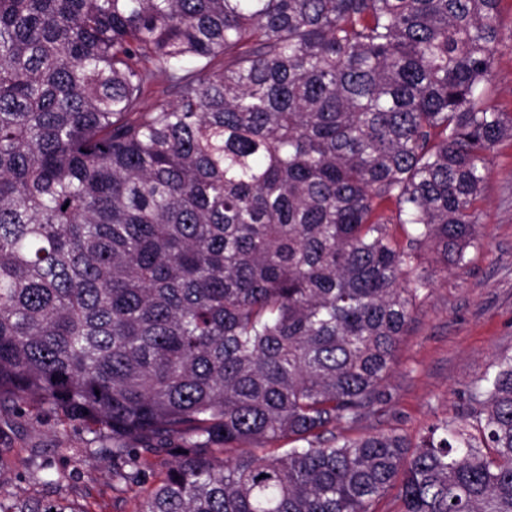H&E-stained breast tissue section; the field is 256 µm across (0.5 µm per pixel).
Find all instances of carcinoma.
Wrapping results in <instances>:
<instances>
[{
  "instance_id": "obj_1",
  "label": "carcinoma",
  "mask_w": 512,
  "mask_h": 512,
  "mask_svg": "<svg viewBox=\"0 0 512 512\" xmlns=\"http://www.w3.org/2000/svg\"><path fill=\"white\" fill-rule=\"evenodd\" d=\"M500 2L0 0V400L180 441L112 449L134 512H512V355L414 445L324 438L477 239Z\"/></svg>"
}]
</instances>
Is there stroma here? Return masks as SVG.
Returning a JSON list of instances; mask_svg holds the SVG:
<instances>
[{
  "instance_id": "obj_1",
  "label": "stroma",
  "mask_w": 512,
  "mask_h": 512,
  "mask_svg": "<svg viewBox=\"0 0 512 512\" xmlns=\"http://www.w3.org/2000/svg\"><path fill=\"white\" fill-rule=\"evenodd\" d=\"M500 44L488 102L512 112V0H502ZM478 244L449 268L424 254L430 284L417 303L392 371L387 399L354 436L396 433L417 440L428 425L471 408L469 393L503 353L512 354V140L497 144L484 188ZM109 430L35 402L0 403V488L77 512H133L135 490L117 483ZM66 480L54 485L58 472Z\"/></svg>"
}]
</instances>
